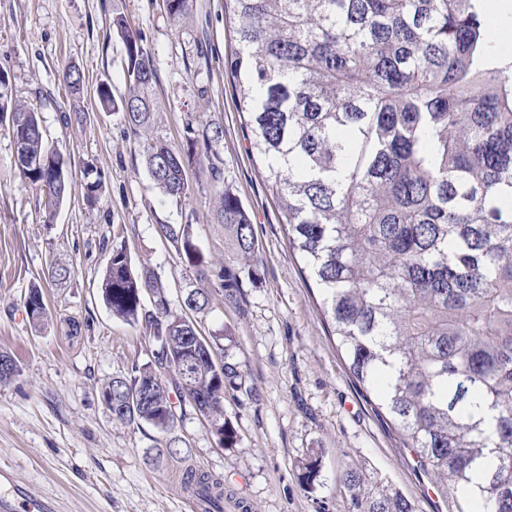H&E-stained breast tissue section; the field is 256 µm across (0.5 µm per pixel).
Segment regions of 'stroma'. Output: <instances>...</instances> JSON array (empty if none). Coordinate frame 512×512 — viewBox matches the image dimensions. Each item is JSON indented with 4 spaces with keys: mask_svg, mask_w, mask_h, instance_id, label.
<instances>
[{
    "mask_svg": "<svg viewBox=\"0 0 512 512\" xmlns=\"http://www.w3.org/2000/svg\"><path fill=\"white\" fill-rule=\"evenodd\" d=\"M225 0H188L170 15L164 0H0V67L14 98L38 112L70 161L71 191L47 218L38 191L14 168V146L0 128V353L16 374L0 382V468L17 484L51 499L57 512H186L184 474L193 467L222 477L224 512H355L354 493L397 492L416 512H451L452 499L420 470L410 449L349 374L323 314L321 295L299 255L264 178L246 152L244 119L224 64L237 47ZM123 16L156 73L149 125L131 132L120 110L102 111L101 81L114 97L129 94L126 48L112 29ZM84 76L71 95L65 70ZM216 123L223 137L209 163L188 172L190 194L175 201L149 178L145 156L158 141L180 146L187 128ZM249 213L259 243L255 280L235 304L213 291L197 319L203 334L231 328L227 354L239 365L224 416L235 446L217 444L205 420L187 412L175 432L187 454H164L165 437L149 425L113 420L102 387L152 359L145 323L113 318L100 284L112 247L125 243L148 267L169 307L182 312L195 285L160 224H189L206 259H224L220 198L211 166ZM102 175L96 205L82 197L86 169ZM70 282L46 280L52 264ZM40 287L48 319L30 323L25 299ZM318 458L311 487L298 464ZM361 476L357 490L342 481Z\"/></svg>",
    "mask_w": 512,
    "mask_h": 512,
    "instance_id": "stroma-1",
    "label": "stroma"
}]
</instances>
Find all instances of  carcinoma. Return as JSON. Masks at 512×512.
I'll return each mask as SVG.
<instances>
[{
    "label": "carcinoma",
    "mask_w": 512,
    "mask_h": 512,
    "mask_svg": "<svg viewBox=\"0 0 512 512\" xmlns=\"http://www.w3.org/2000/svg\"><path fill=\"white\" fill-rule=\"evenodd\" d=\"M237 48L228 60L247 150L310 271L350 375L385 414L417 467L455 496L456 512H512V56L489 41L487 0H229ZM126 72L137 92L115 101L97 87L100 107L120 108L136 132L150 121L155 81L147 51L121 16ZM63 79L83 92L79 70ZM0 112L25 163L19 174L42 192L48 213L66 200L64 155L48 142L39 113L14 100ZM218 127L175 149L150 146L146 167L164 195L190 193L187 170L209 159ZM229 241L217 287L236 297L239 271L254 278L259 245L240 199L210 166ZM100 175L82 186L98 202ZM196 278L211 267L190 224H161ZM154 297L155 311L143 297ZM101 295L112 317L153 329V361L109 382L113 419L148 424L178 455V417L192 407L220 447L234 443L224 419L226 383L238 364L214 338L170 311L154 273L112 247ZM38 287L30 321L47 318ZM210 291L192 289L184 307L200 313ZM220 372L186 387L197 364ZM319 477L317 459L300 465ZM205 512H224L221 481L190 470ZM356 512H415L401 494L354 497Z\"/></svg>",
    "instance_id": "cac0c4a2"
}]
</instances>
